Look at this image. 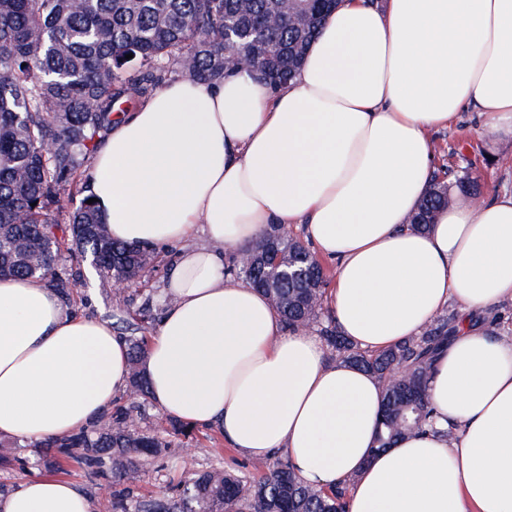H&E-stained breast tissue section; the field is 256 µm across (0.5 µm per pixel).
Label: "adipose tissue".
<instances>
[{
	"label": "adipose tissue",
	"mask_w": 512,
	"mask_h": 512,
	"mask_svg": "<svg viewBox=\"0 0 512 512\" xmlns=\"http://www.w3.org/2000/svg\"><path fill=\"white\" fill-rule=\"evenodd\" d=\"M474 110L512 137V0H339L296 79L250 68L173 79L115 124L87 180L114 240L174 244L145 371L153 402L254 460L285 455L317 486L355 483L346 512H512V340L462 324L428 394L454 440L423 434L372 453L382 385L328 362L265 295L225 277L224 249L301 225L336 262L326 306L378 351L512 301V194L454 202L427 231L407 221L435 169L430 130ZM128 383L126 341L70 312L38 278H0V436L85 428ZM0 512H92L75 483L19 480Z\"/></svg>",
	"instance_id": "adipose-tissue-1"
}]
</instances>
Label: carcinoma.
Listing matches in <instances>:
<instances>
[{"instance_id":"1","label":"carcinoma","mask_w":512,"mask_h":512,"mask_svg":"<svg viewBox=\"0 0 512 512\" xmlns=\"http://www.w3.org/2000/svg\"><path fill=\"white\" fill-rule=\"evenodd\" d=\"M299 5L301 21L288 19ZM332 6L333 0H0V278L39 277L66 302L76 285L58 269L66 252L90 260L107 279L150 276L154 249L113 240L95 204L87 203L90 196L68 224L50 217L75 179L76 157L93 150L96 134L116 122L120 103L153 91L155 71L166 59L184 75L215 80L224 77L228 46L251 59L272 87L287 84ZM478 196L479 185L467 173L450 184L436 178L409 225L424 230L440 207ZM228 271L262 288L288 329L319 328L330 357L380 380L384 397L373 451L436 432L428 380L438 352L457 330V313L438 315L420 335L370 352L343 336L332 318L321 325L328 277L288 230L271 226L232 256ZM137 330L140 335L126 337V403L87 428L30 445L38 465L74 462L90 478L93 494L111 499L112 512H345L351 482L329 489L310 485L278 457L237 471L197 470L191 463L189 476L171 493L131 497L140 461L164 457L171 448L167 436L194 431L170 417L152 434L138 430L150 396L148 336L145 326ZM28 464L0 447V470Z\"/></svg>"}]
</instances>
